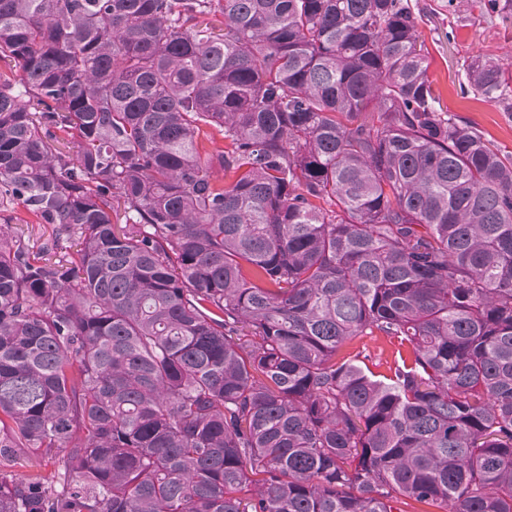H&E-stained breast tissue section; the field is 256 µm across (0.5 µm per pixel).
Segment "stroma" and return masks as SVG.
<instances>
[{
  "label": "stroma",
  "instance_id": "35a3bbf8",
  "mask_svg": "<svg viewBox=\"0 0 512 512\" xmlns=\"http://www.w3.org/2000/svg\"><path fill=\"white\" fill-rule=\"evenodd\" d=\"M409 4L419 17L418 42L443 110L512 154V109L502 102L474 98L464 72L467 61L479 54L512 70V18H505L491 0H409Z\"/></svg>",
  "mask_w": 512,
  "mask_h": 512
}]
</instances>
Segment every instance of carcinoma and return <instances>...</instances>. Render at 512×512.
<instances>
[{
  "mask_svg": "<svg viewBox=\"0 0 512 512\" xmlns=\"http://www.w3.org/2000/svg\"><path fill=\"white\" fill-rule=\"evenodd\" d=\"M417 27L0 0V197L55 229H0V462L58 463L0 469V512H512V155L437 106ZM374 333L387 375L340 356ZM19 462L12 470L21 474H37L45 478L50 477L57 467L55 459L50 457L35 458L29 453L23 455Z\"/></svg>",
  "mask_w": 512,
  "mask_h": 512,
  "instance_id": "carcinoma-1",
  "label": "carcinoma"
}]
</instances>
